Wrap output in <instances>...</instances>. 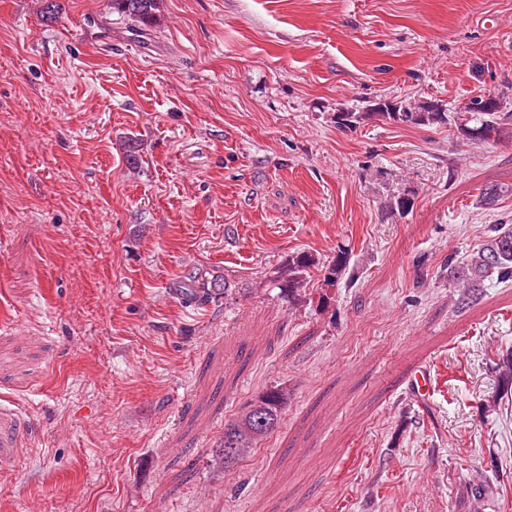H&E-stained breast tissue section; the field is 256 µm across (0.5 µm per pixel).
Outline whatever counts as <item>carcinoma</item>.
<instances>
[{
  "label": "carcinoma",
  "instance_id": "obj_1",
  "mask_svg": "<svg viewBox=\"0 0 512 512\" xmlns=\"http://www.w3.org/2000/svg\"><path fill=\"white\" fill-rule=\"evenodd\" d=\"M108 8L125 15L133 21L149 23L155 16L157 0H108ZM381 122L401 123L411 126L453 127L464 139L488 143L502 134L505 126L512 123V113L503 111L499 100L491 93L475 96L455 112H413L411 108L387 102L383 105L368 100L360 112L336 113V124L345 128H358L372 117ZM352 250L346 246L338 248L328 264L322 266L323 285L326 288L339 286L349 273ZM319 266V260L306 251L288 255L269 276V284L280 289L288 301L301 300V290L306 285L310 270ZM448 281L459 289L458 305L462 308L476 304L486 283L512 282V225L498 224L494 235L468 255L459 258L448 255ZM218 283H210L193 276L181 282L185 298L203 303L209 298ZM498 369L502 388L512 385V356L504 354L499 358ZM288 403V392L273 387L256 400L236 418L224 423V439L219 452L224 458V467L241 461L245 454L256 447L258 441L277 427L282 410Z\"/></svg>",
  "mask_w": 512,
  "mask_h": 512
}]
</instances>
